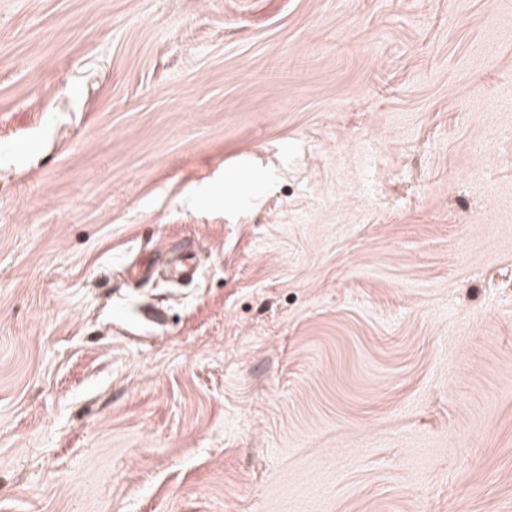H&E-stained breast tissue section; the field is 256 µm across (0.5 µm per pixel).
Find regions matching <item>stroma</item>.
<instances>
[{
  "instance_id": "35a3bbf8",
  "label": "stroma",
  "mask_w": 512,
  "mask_h": 512,
  "mask_svg": "<svg viewBox=\"0 0 512 512\" xmlns=\"http://www.w3.org/2000/svg\"><path fill=\"white\" fill-rule=\"evenodd\" d=\"M506 98L512 0H0V512H512Z\"/></svg>"
}]
</instances>
